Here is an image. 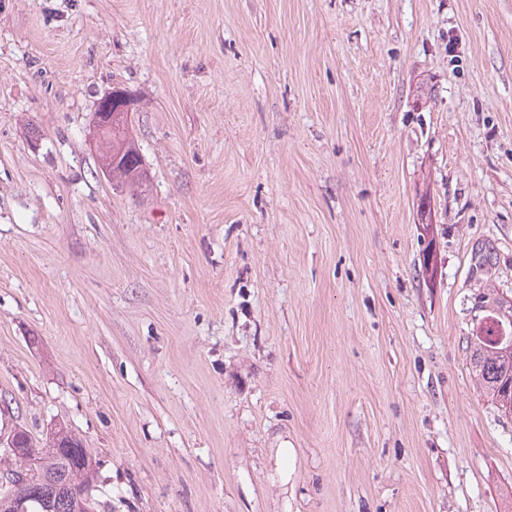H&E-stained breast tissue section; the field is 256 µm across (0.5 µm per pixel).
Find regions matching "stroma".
<instances>
[{
    "instance_id": "1",
    "label": "stroma",
    "mask_w": 512,
    "mask_h": 512,
    "mask_svg": "<svg viewBox=\"0 0 512 512\" xmlns=\"http://www.w3.org/2000/svg\"><path fill=\"white\" fill-rule=\"evenodd\" d=\"M493 299L512 0H0V428L71 427L99 512H512ZM134 99L120 87H113L111 91L104 94L96 104V127L98 137L101 140L103 134L112 130V138L102 139L100 159L112 154L116 150H124V155L130 157L125 164L115 166L118 158L101 165L102 174L108 179H115L123 184H139L141 180L142 157L140 148L135 142L132 132L125 127L113 126L112 124L132 125L134 111ZM489 312L483 318L473 341L468 345L469 360L472 371L477 379L484 386L486 391L492 395L504 412L512 413V321L508 320L509 329L499 314V306L495 303L489 307ZM503 327L507 339L503 342L498 340ZM511 392L507 395V389Z\"/></svg>"
}]
</instances>
